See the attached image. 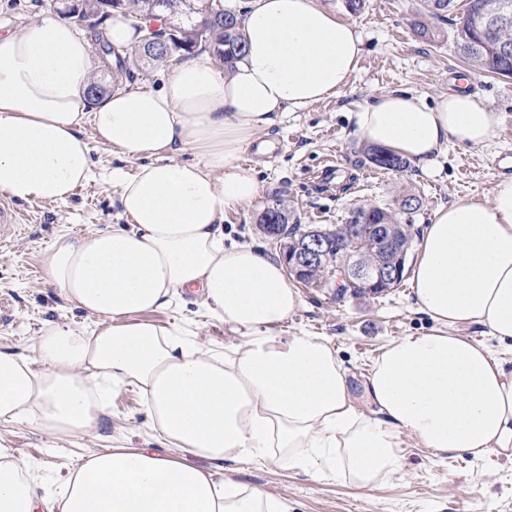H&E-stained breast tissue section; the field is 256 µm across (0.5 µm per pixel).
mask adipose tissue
Returning <instances> with one entry per match:
<instances>
[{
  "mask_svg": "<svg viewBox=\"0 0 512 512\" xmlns=\"http://www.w3.org/2000/svg\"><path fill=\"white\" fill-rule=\"evenodd\" d=\"M242 31L233 67L202 54L172 67L160 90L96 101L86 89L103 63L69 20L46 14L0 35L1 194L68 200L94 175L95 143L140 161L109 177L125 223L62 236L46 253L45 283L94 326L50 324L31 357L0 351V423L71 436L133 387L182 452L95 451L48 493L31 466L0 456V512H288L221 478L225 462L327 470L368 490L399 471L405 434L439 454L512 461V361L492 349L512 348V177L490 200L467 195L432 214L410 278L432 326L385 345L354 394L328 339L283 337L299 295L280 260L225 244L224 216L261 193L243 160L259 133L347 88L362 39L320 0H252ZM355 118L368 143L422 166L451 144L488 146L500 125L463 90L432 104L386 91ZM186 295L242 341L206 349L189 328L148 320ZM469 325L487 341L461 335Z\"/></svg>",
  "mask_w": 512,
  "mask_h": 512,
  "instance_id": "1",
  "label": "adipose tissue"
}]
</instances>
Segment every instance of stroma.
I'll use <instances>...</instances> for the list:
<instances>
[{
	"mask_svg": "<svg viewBox=\"0 0 512 512\" xmlns=\"http://www.w3.org/2000/svg\"><path fill=\"white\" fill-rule=\"evenodd\" d=\"M325 2L341 18L353 20L361 32L364 53L359 67L341 95L285 113L260 134V141L271 143V151L251 150L246 157L257 167L261 194L253 204L224 217L229 241L254 245L273 257L279 256V246L258 224L272 194H279L302 224H344L354 209L367 204L393 208L418 239L439 205L461 195L490 199L503 172L499 158L512 154V78L467 67L453 40L421 41L411 22L422 0H366L356 14L346 9L345 0ZM462 88L500 115L502 130L492 145H449L426 171L414 163L401 172L368 163V144L355 123L363 105L392 89L433 102ZM93 156L95 178L66 202L14 204L27 220L18 225L15 236L0 241V350L32 354L39 330L49 322L93 324L91 317L46 284L42 274L45 254L56 239L121 221L116 195L102 177L115 168L135 172L140 161L120 158L99 145ZM330 161L336 164L331 174L325 171ZM409 194L419 197L421 206L411 214L400 212L399 202ZM297 291L300 305L286 324L285 335L311 332L327 337L346 367L358 372L367 370L389 341L427 332L431 326L418 313L406 281L376 297L341 301L321 288L301 285ZM150 318L162 325L177 319L193 322L196 341L204 348H224L241 340L240 333L201 316L186 298ZM104 448L169 451L139 396L128 388L113 395L108 413L84 434L55 438L29 423H0V454L32 466L53 482L66 477L78 457ZM399 455L400 470L369 490L342 477L288 469L273 460L228 463L222 475L279 498L288 512H512L511 461L493 454L479 461L437 454L408 435L402 438Z\"/></svg>",
	"mask_w": 512,
	"mask_h": 512,
	"instance_id": "35a3bbf8",
	"label": "stroma"
}]
</instances>
